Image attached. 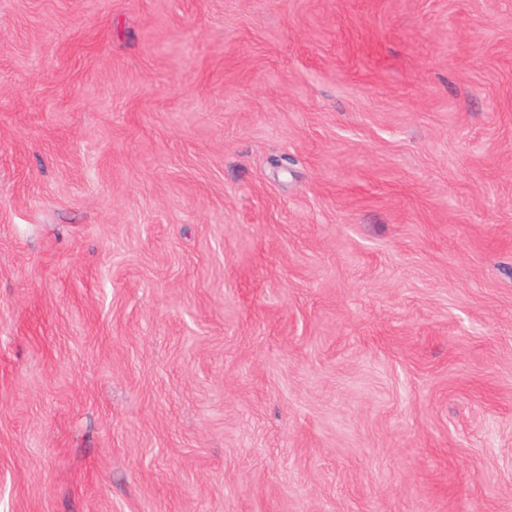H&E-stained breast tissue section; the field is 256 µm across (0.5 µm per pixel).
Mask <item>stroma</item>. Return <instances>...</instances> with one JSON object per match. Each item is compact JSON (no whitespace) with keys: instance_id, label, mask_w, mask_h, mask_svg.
Returning a JSON list of instances; mask_svg holds the SVG:
<instances>
[{"instance_id":"1","label":"stroma","mask_w":512,"mask_h":512,"mask_svg":"<svg viewBox=\"0 0 512 512\" xmlns=\"http://www.w3.org/2000/svg\"><path fill=\"white\" fill-rule=\"evenodd\" d=\"M0 512H512V0H0Z\"/></svg>"}]
</instances>
